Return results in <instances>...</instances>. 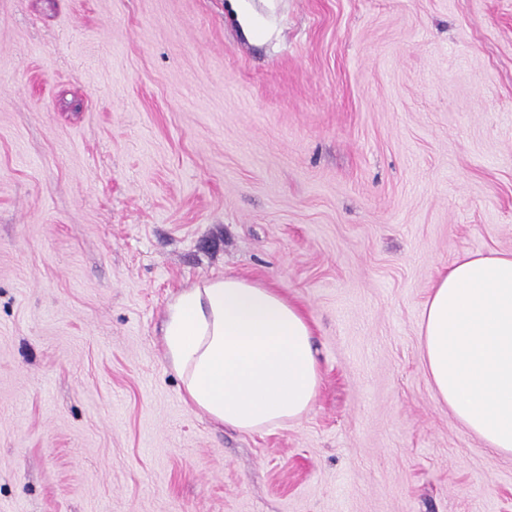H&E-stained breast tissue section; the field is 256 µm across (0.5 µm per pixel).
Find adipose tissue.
<instances>
[{"label": "adipose tissue", "mask_w": 512, "mask_h": 512, "mask_svg": "<svg viewBox=\"0 0 512 512\" xmlns=\"http://www.w3.org/2000/svg\"><path fill=\"white\" fill-rule=\"evenodd\" d=\"M420 351L438 402L486 447L512 454V253H475L438 271ZM304 311L272 285L205 280L167 308L163 343L187 405L258 433L299 419L321 376Z\"/></svg>", "instance_id": "adipose-tissue-1"}]
</instances>
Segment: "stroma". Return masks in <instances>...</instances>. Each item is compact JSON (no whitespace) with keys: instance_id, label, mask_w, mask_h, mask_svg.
<instances>
[{"instance_id":"1","label":"stroma","mask_w":512,"mask_h":512,"mask_svg":"<svg viewBox=\"0 0 512 512\" xmlns=\"http://www.w3.org/2000/svg\"><path fill=\"white\" fill-rule=\"evenodd\" d=\"M478 251L512 252V0H0V512H512L419 348ZM231 274L315 329L262 433L162 344Z\"/></svg>"}]
</instances>
